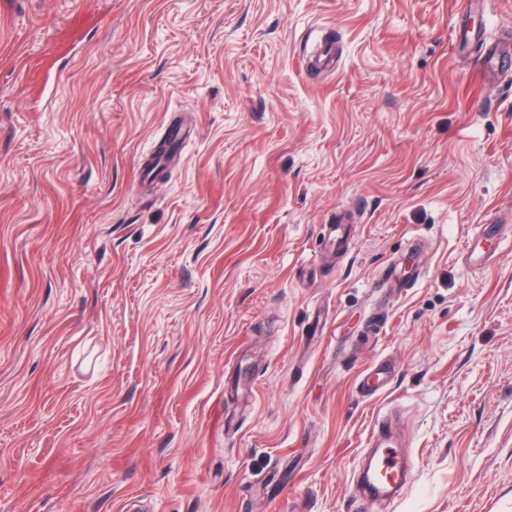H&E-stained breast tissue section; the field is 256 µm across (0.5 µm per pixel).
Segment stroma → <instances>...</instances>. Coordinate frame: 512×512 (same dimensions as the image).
I'll use <instances>...</instances> for the list:
<instances>
[{
  "mask_svg": "<svg viewBox=\"0 0 512 512\" xmlns=\"http://www.w3.org/2000/svg\"><path fill=\"white\" fill-rule=\"evenodd\" d=\"M457 2L0 0V512H352L387 412L376 512H512V0ZM390 432L389 424L387 419L383 416L377 420L368 440V444L380 448V456L377 461V466L384 467V472H390L396 474V471H400L399 479L397 482L406 478L407 469L403 462H399L397 458V452L391 448L389 444Z\"/></svg>",
  "mask_w": 512,
  "mask_h": 512,
  "instance_id": "obj_1",
  "label": "stroma"
}]
</instances>
